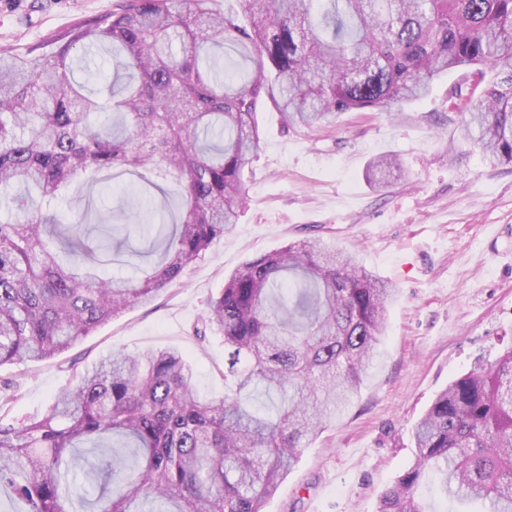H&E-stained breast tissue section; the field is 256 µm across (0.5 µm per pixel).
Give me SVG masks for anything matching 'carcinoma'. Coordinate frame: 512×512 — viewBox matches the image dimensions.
Listing matches in <instances>:
<instances>
[{"label": "carcinoma", "instance_id": "obj_1", "mask_svg": "<svg viewBox=\"0 0 512 512\" xmlns=\"http://www.w3.org/2000/svg\"><path fill=\"white\" fill-rule=\"evenodd\" d=\"M122 0L25 55L0 53V366L42 361L101 323L152 301L236 222L245 171L261 149L257 109L284 127L353 110L396 112L450 71L471 70L477 103L464 138L493 166H512V0ZM112 54L101 94L73 80L72 52ZM120 171L181 188L180 218L148 202L134 225L90 226L56 212L76 180ZM153 232L144 277L105 278L98 251L130 228ZM396 294L319 238L250 259L191 327L224 337V396L199 394L182 351H115L73 377L40 418L0 417V489L28 512H75L66 483L85 441L130 448L90 467L97 512H262L308 444L358 395L379 355ZM264 394L274 411L255 405ZM414 463L378 512H426L429 471L446 498L512 512V347L452 381L413 430Z\"/></svg>", "mask_w": 512, "mask_h": 512}]
</instances>
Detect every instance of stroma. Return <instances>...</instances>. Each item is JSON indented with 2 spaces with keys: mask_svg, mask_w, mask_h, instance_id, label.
<instances>
[{
  "mask_svg": "<svg viewBox=\"0 0 512 512\" xmlns=\"http://www.w3.org/2000/svg\"><path fill=\"white\" fill-rule=\"evenodd\" d=\"M119 0H0V51L23 54L72 25L110 13ZM454 71L400 112L344 113L333 125L286 129L262 107V148L246 174L237 224L190 262L156 300L100 324L49 360L0 367L13 401L0 416H42L73 376L122 350L175 347L197 369L201 395L224 392V340L190 334L211 295L245 261L305 237L335 241L391 282L380 356L359 396L305 448L262 512H377L382 492L415 459L413 427L436 395L479 360L512 345V167L487 164L462 137L449 89ZM401 163L384 184L373 158ZM125 175L74 183L89 223L133 195Z\"/></svg>",
  "mask_w": 512,
  "mask_h": 512,
  "instance_id": "35a3bbf8",
  "label": "stroma"
}]
</instances>
